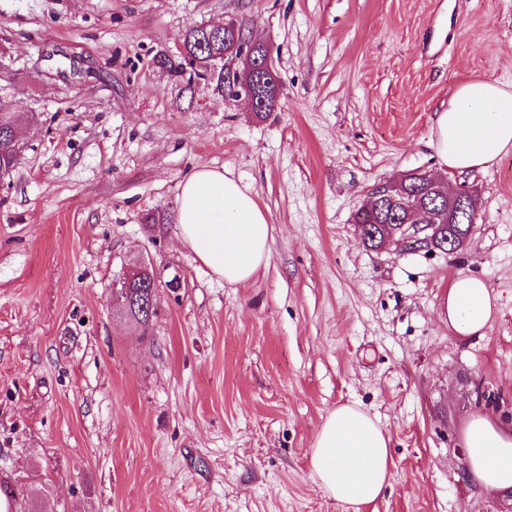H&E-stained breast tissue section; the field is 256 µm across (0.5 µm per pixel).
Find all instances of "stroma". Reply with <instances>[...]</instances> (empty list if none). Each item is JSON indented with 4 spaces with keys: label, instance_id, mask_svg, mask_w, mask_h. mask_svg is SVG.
Segmentation results:
<instances>
[{
    "label": "stroma",
    "instance_id": "obj_1",
    "mask_svg": "<svg viewBox=\"0 0 512 512\" xmlns=\"http://www.w3.org/2000/svg\"><path fill=\"white\" fill-rule=\"evenodd\" d=\"M231 19L278 73L266 118L156 63ZM471 79L512 87V0H0V95L25 143L0 179V490L18 512H507L512 490L460 472L469 417H512V152L461 173L430 146ZM200 166L267 213L248 283L177 237ZM411 172L474 190L455 252L363 244L356 210ZM142 260L145 333L112 286ZM460 272L497 299L479 338L436 313ZM341 404L391 439L390 485L360 507L310 466Z\"/></svg>",
    "mask_w": 512,
    "mask_h": 512
}]
</instances>
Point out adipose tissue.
Instances as JSON below:
<instances>
[{
    "label": "adipose tissue",
    "instance_id": "obj_1",
    "mask_svg": "<svg viewBox=\"0 0 512 512\" xmlns=\"http://www.w3.org/2000/svg\"><path fill=\"white\" fill-rule=\"evenodd\" d=\"M433 147L441 163L459 172L482 169L512 152V88L484 80L462 83L436 112ZM178 237L218 278L249 282L266 264L270 225L252 189L223 171L194 168L185 178L176 212ZM496 312V299L478 277L455 275L437 316L460 338L480 337ZM465 474L487 491L512 490V424L473 414L463 429ZM313 474L337 502L361 506L389 484L390 438L354 404L336 407L317 433L310 454Z\"/></svg>",
    "mask_w": 512,
    "mask_h": 512
}]
</instances>
